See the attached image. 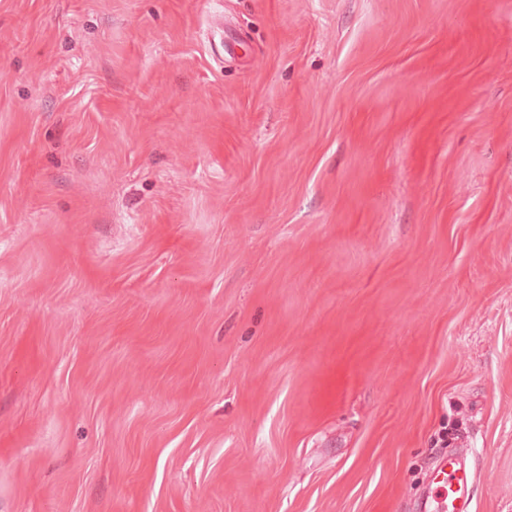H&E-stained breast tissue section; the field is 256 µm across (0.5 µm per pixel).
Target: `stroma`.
<instances>
[{
  "label": "stroma",
  "instance_id": "35a3bbf8",
  "mask_svg": "<svg viewBox=\"0 0 512 512\" xmlns=\"http://www.w3.org/2000/svg\"><path fill=\"white\" fill-rule=\"evenodd\" d=\"M452 455L512 512V0H0V512H421Z\"/></svg>",
  "mask_w": 512,
  "mask_h": 512
}]
</instances>
